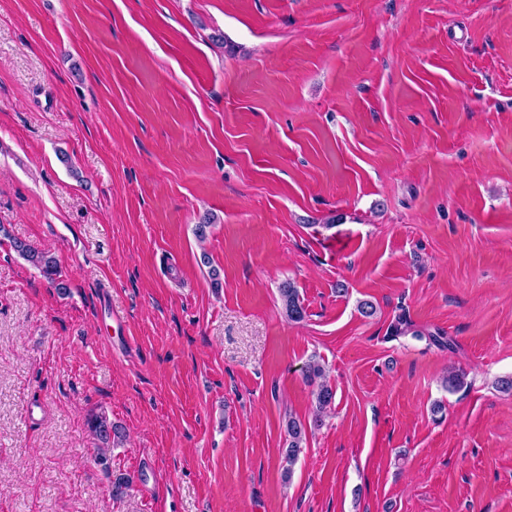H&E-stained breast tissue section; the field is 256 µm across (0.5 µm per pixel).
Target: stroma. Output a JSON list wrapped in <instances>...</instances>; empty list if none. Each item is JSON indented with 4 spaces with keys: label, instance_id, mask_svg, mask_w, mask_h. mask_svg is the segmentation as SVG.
Masks as SVG:
<instances>
[{
    "label": "stroma",
    "instance_id": "35a3bbf8",
    "mask_svg": "<svg viewBox=\"0 0 512 512\" xmlns=\"http://www.w3.org/2000/svg\"><path fill=\"white\" fill-rule=\"evenodd\" d=\"M505 377L512 0H0V512H512ZM14 249L22 256L25 260L31 263L33 266L38 267L42 270L44 276L54 285L58 290H65L67 287L63 282H59L55 277L57 272V263L53 257L47 255V253L39 251L29 244L22 241L14 242ZM280 294L283 301V308L288 319L291 321H300L304 317V307L302 306L297 288L290 282H286L280 288ZM306 382L313 386L312 394L315 399L317 414L314 423L320 426V415L335 402V392L326 381L324 366L316 360L309 361L304 370ZM90 430L95 438L101 443V446L97 448L99 464L105 468L109 467L110 460L112 458V448H110L109 443L111 441V433L113 434V438L116 436L118 437L116 427H114L105 416L96 415L90 421ZM286 432L288 435V448H285V461L288 465L284 468V476L289 479L292 473V466L301 452L302 443L306 437V428L300 420L289 418Z\"/></svg>",
    "mask_w": 512,
    "mask_h": 512
}]
</instances>
